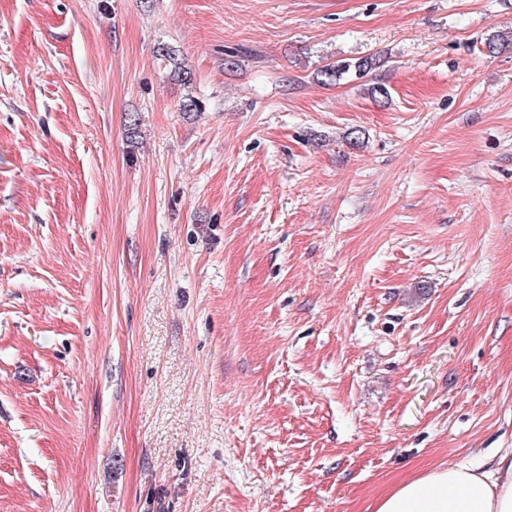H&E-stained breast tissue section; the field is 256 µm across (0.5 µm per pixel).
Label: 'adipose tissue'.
Returning a JSON list of instances; mask_svg holds the SVG:
<instances>
[{"label": "adipose tissue", "instance_id": "ef3b65f1", "mask_svg": "<svg viewBox=\"0 0 512 512\" xmlns=\"http://www.w3.org/2000/svg\"><path fill=\"white\" fill-rule=\"evenodd\" d=\"M374 512H512V452L487 470L434 467L384 494Z\"/></svg>", "mask_w": 512, "mask_h": 512}]
</instances>
